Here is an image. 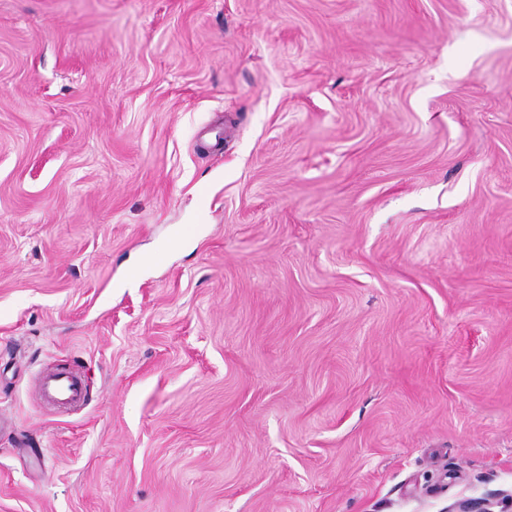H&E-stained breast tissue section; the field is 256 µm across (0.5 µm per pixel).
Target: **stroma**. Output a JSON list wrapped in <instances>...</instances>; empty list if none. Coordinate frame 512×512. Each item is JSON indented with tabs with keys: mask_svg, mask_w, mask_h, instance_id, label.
<instances>
[{
	"mask_svg": "<svg viewBox=\"0 0 512 512\" xmlns=\"http://www.w3.org/2000/svg\"><path fill=\"white\" fill-rule=\"evenodd\" d=\"M0 409V512H512V0H0ZM35 393L40 400L57 406H74L83 400L80 381L65 372L42 376L38 381Z\"/></svg>",
	"mask_w": 512,
	"mask_h": 512,
	"instance_id": "obj_1",
	"label": "stroma"
}]
</instances>
